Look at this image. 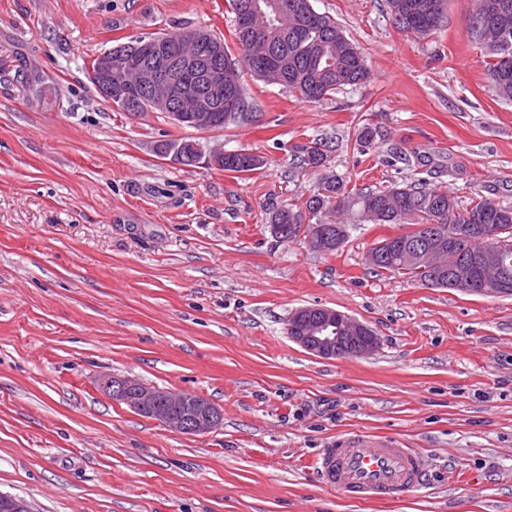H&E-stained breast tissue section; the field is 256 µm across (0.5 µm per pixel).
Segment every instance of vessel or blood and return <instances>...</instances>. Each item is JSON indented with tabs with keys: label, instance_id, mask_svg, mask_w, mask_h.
<instances>
[{
	"label": "vessel or blood",
	"instance_id": "1",
	"mask_svg": "<svg viewBox=\"0 0 512 512\" xmlns=\"http://www.w3.org/2000/svg\"><path fill=\"white\" fill-rule=\"evenodd\" d=\"M322 484L347 498H399L425 476L422 457L394 439L356 431L343 434L318 458Z\"/></svg>",
	"mask_w": 512,
	"mask_h": 512
}]
</instances>
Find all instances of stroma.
Segmentation results:
<instances>
[{"label": "stroma", "instance_id": "obj_1", "mask_svg": "<svg viewBox=\"0 0 512 512\" xmlns=\"http://www.w3.org/2000/svg\"><path fill=\"white\" fill-rule=\"evenodd\" d=\"M312 4L367 82L308 103L250 79L251 121L198 131L107 105L87 70L163 29L231 40L225 0H0V492L33 512H512V297L372 273L391 224L349 225L330 254L268 228L317 194L290 153L314 138L347 188L440 169L459 204L512 205V102L470 38L471 0L420 38L385 0ZM180 138L265 164L158 153ZM307 305L366 323L379 349L309 354L285 331ZM105 374L205 397L223 421L172 432L106 396ZM350 431L416 449L425 481L389 502L325 489L314 459ZM199 153V157H204V165L210 167V164L218 166L217 163L214 162V159L219 157L220 154L224 155V161L222 166L211 167L215 169H220L224 171H230L235 173H250L253 171H257L261 169L264 165V160L261 156L250 152L249 150H236V151H219V152H209L206 154L201 147L197 149Z\"/></svg>", "mask_w": 512, "mask_h": 512}]
</instances>
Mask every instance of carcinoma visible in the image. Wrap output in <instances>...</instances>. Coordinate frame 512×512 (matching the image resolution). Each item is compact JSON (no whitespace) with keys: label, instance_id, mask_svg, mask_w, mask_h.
I'll use <instances>...</instances> for the list:
<instances>
[{"label":"carcinoma","instance_id":"cac0c4a2","mask_svg":"<svg viewBox=\"0 0 512 512\" xmlns=\"http://www.w3.org/2000/svg\"><path fill=\"white\" fill-rule=\"evenodd\" d=\"M436 0H386L388 13L401 30L417 36H427L438 30L444 22V7L431 12L420 24L409 12L411 5H424ZM509 5L508 41L499 46L498 51L488 53V76L497 96L504 101H512V0H474V10L469 21L471 41L488 49V43L501 38L502 29L490 25L477 28L475 20L494 16L497 6ZM252 10L255 21L267 25L270 45L278 52L282 82L279 86L299 96L309 103H319L337 91L366 82L370 71L359 47L351 41L343 28L332 16L319 14L320 24L312 27L306 41L294 40L297 26L306 21V14L313 11L311 0H228V12L238 15ZM233 35L239 57L224 54L229 63L243 109L224 118L216 128L247 120L249 103L242 73L260 80L262 75L252 61V55L262 52V47H253L245 39L239 27H234ZM195 141L187 138L172 140L158 145L157 151L168 154L173 147H182L184 165H191L190 157L196 155ZM329 143L323 139H312L291 146L294 160L300 169L317 172L329 162ZM264 160L248 150L224 153L221 169L235 173H250L261 169ZM323 189L336 192L341 198L334 210L336 216L349 215L360 223L371 224H436L446 228L450 224H496L505 238L512 240V206H502L482 195L462 207L456 198L425 180H415L403 184H393L379 190L347 191L343 180L335 175L325 177ZM304 214L295 205L280 207L270 213L271 233L283 242L291 240L288 225L299 224ZM412 232L405 231L376 242L366 254L367 265L375 272H389L403 275L424 286L432 288L448 287V270L457 267L458 259L472 250L488 246V241L477 236H467L462 240V248L454 255L444 254L430 265L412 264L405 259L403 245Z\"/></svg>","mask_w":512,"mask_h":512}]
</instances>
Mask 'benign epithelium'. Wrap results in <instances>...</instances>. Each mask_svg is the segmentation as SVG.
I'll return each mask as SVG.
<instances>
[{"instance_id": "obj_1", "label": "benign epithelium", "mask_w": 512, "mask_h": 512, "mask_svg": "<svg viewBox=\"0 0 512 512\" xmlns=\"http://www.w3.org/2000/svg\"><path fill=\"white\" fill-rule=\"evenodd\" d=\"M194 48L179 51L169 60L163 38L154 40L155 47L141 55H112L107 49L95 57L91 79L108 97L113 107L128 105L131 85L144 94L147 112H165L178 125H189L198 131L208 130L218 112L241 108L235 86L225 82L224 42L215 40L205 28L186 30ZM456 236L443 234L430 240L414 241L409 246L412 257L425 260L451 251ZM494 250L477 252L472 267L462 268L455 276L456 284L469 292L507 294L512 290L500 281L473 279L471 268L481 271L493 268ZM288 337L309 353L320 358L365 357L379 347V338L365 323L340 311L322 306H306L295 310L287 320ZM101 391L119 400L137 413L148 412L169 430L186 435H202L216 429L223 420L221 409L211 401L190 398L181 392L148 384L136 379L104 376ZM0 512H31L29 502L21 497L0 493Z\"/></svg>"}]
</instances>
